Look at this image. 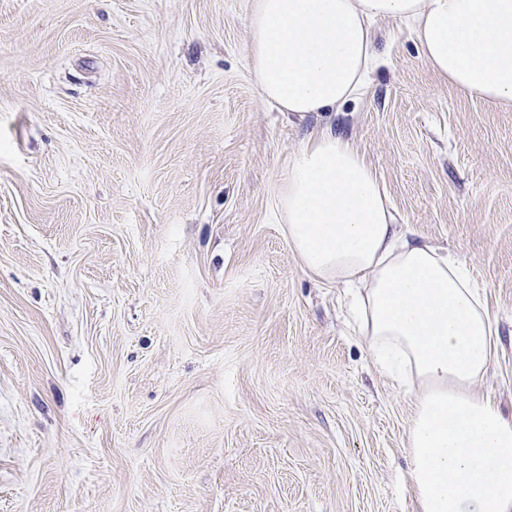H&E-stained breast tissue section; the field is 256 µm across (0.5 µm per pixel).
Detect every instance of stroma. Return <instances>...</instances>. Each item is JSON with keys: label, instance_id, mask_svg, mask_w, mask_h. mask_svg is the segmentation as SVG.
Masks as SVG:
<instances>
[{"label": "stroma", "instance_id": "1", "mask_svg": "<svg viewBox=\"0 0 512 512\" xmlns=\"http://www.w3.org/2000/svg\"><path fill=\"white\" fill-rule=\"evenodd\" d=\"M254 0H0V512H416L415 397L277 209L316 118L265 105ZM337 128L484 291L512 415V110L410 31Z\"/></svg>", "mask_w": 512, "mask_h": 512}]
</instances>
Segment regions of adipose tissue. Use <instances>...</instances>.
Instances as JSON below:
<instances>
[{
  "label": "adipose tissue",
  "instance_id": "ef3b65f1",
  "mask_svg": "<svg viewBox=\"0 0 512 512\" xmlns=\"http://www.w3.org/2000/svg\"><path fill=\"white\" fill-rule=\"evenodd\" d=\"M379 20L408 25L451 86L512 109V0H255L262 98L287 118L320 119L288 158L281 221L305 272L350 289L380 370L415 392L418 512H512V419L476 390L496 355L490 311L464 263L395 224L376 171L332 119L370 85Z\"/></svg>",
  "mask_w": 512,
  "mask_h": 512
}]
</instances>
